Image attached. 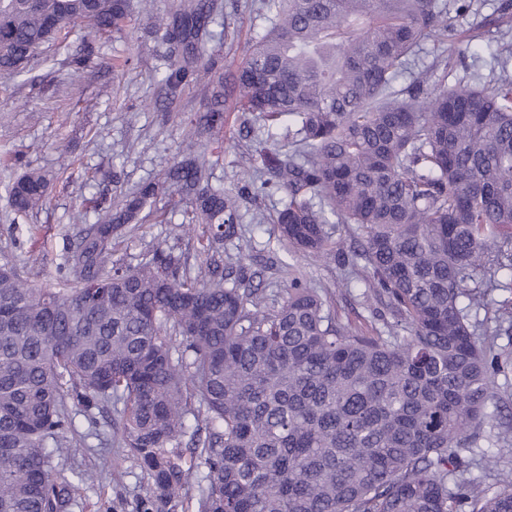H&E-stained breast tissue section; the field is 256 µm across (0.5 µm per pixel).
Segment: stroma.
<instances>
[{
	"label": "stroma",
	"mask_w": 512,
	"mask_h": 512,
	"mask_svg": "<svg viewBox=\"0 0 512 512\" xmlns=\"http://www.w3.org/2000/svg\"><path fill=\"white\" fill-rule=\"evenodd\" d=\"M223 13L210 24L214 35L209 47L225 71H233L244 57L247 44L267 26L261 0H222ZM502 0H471L468 11L455 20L468 37L448 50L458 73L474 81L489 80L499 67L493 44ZM95 39L101 63L79 77L69 76L63 64L68 51ZM163 48L138 24H131L121 38L92 37L87 29L73 28L64 48H49L46 63L32 74L0 79V153L22 154L41 168L54 184L42 208L25 221L11 223L8 199L0 185V264L15 265L38 288L62 287L60 268L77 227L73 214L85 207L93 194L119 197L172 164L179 144L192 129L176 120V113L202 112L205 94L198 83L187 85L179 98L168 100L156 82L163 65ZM122 55L131 63L114 68ZM287 150L285 128L267 129L251 121L230 118L222 141L200 135L201 150L223 144L224 155L214 170L215 184L239 198V237L226 245L229 255L251 254L254 267L263 269L267 288L284 296L292 277L304 278L322 291L331 292L330 312L353 327L370 325L371 308L354 267L303 256L278 242L275 216L281 195L265 196L245 187L238 162L257 140ZM120 179H113V166ZM171 221H146L120 238L113 258L137 265L156 248L184 253L191 268L203 265L195 235L181 227L182 208L168 200L158 202ZM115 410L112 405L93 417L74 414L73 437L63 445L69 468L85 471L86 479H73L70 512H134L137 497L146 495L147 480L136 460L116 452L112 440ZM108 454L113 474L99 473L96 462Z\"/></svg>",
	"instance_id": "obj_1"
}]
</instances>
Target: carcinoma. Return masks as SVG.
<instances>
[{"mask_svg": "<svg viewBox=\"0 0 512 512\" xmlns=\"http://www.w3.org/2000/svg\"><path fill=\"white\" fill-rule=\"evenodd\" d=\"M457 0H263L269 27L232 74L214 70L208 25L219 0H189L172 19L154 0H0V77L20 76L69 27L106 34L139 19L167 45L158 72L175 95L209 76L203 130L224 129L228 101L291 148L261 142L242 173L284 193L280 242L362 271L383 328L336 322L299 277L283 300L243 256L238 199L212 183L216 162L183 143L158 178L94 202L61 267L65 287L35 288L0 265V512H68L71 483L53 475L71 413L113 403L114 439L150 486L136 512H172L189 469L172 451L205 408L197 456L208 468L198 512H512V481L478 479L480 448L512 431L498 392L507 376L495 338L512 327V41L501 70L471 84L448 68ZM432 72L395 89L422 42ZM92 42L66 58L97 66ZM454 83L448 84V78ZM7 185L11 223L51 190L20 155ZM187 201L205 225L209 262L155 249L136 266L110 261L113 241L153 216L157 199ZM330 224H354L336 248ZM498 290L497 325L480 310Z\"/></svg>", "mask_w": 512, "mask_h": 512, "instance_id": "carcinoma-1", "label": "carcinoma"}]
</instances>
